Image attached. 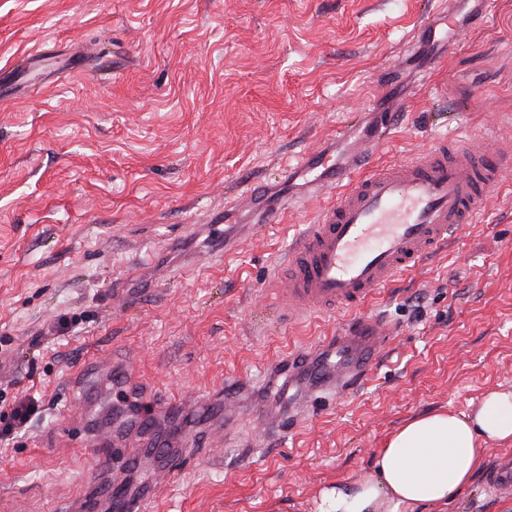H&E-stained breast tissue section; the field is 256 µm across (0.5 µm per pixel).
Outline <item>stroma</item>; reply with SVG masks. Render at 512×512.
<instances>
[{
  "label": "stroma",
  "mask_w": 512,
  "mask_h": 512,
  "mask_svg": "<svg viewBox=\"0 0 512 512\" xmlns=\"http://www.w3.org/2000/svg\"><path fill=\"white\" fill-rule=\"evenodd\" d=\"M428 0H0V72L46 48L27 86L0 100V397L32 396L42 413L0 445L7 512H121L88 460L111 429L112 384L188 400L154 412L152 434L180 445L224 417L200 395L246 385L245 410L298 397L276 365L331 335L337 321L295 327L262 295L322 200L259 232L229 256L188 260L209 245L191 215L228 234L248 212L227 208L256 182L270 196L303 194L307 173L282 182V163L334 145L356 113L406 102L386 163L443 136L512 150V0L448 52L400 50ZM125 288L123 305L112 290ZM365 313L396 323L397 352L355 396L318 403L292 436L242 453L241 422L223 454L158 489L152 512H315L319 492L355 479L394 432L435 412H467L512 388V179L447 252L381 289ZM80 324L64 336V315ZM112 361L99 379L92 360ZM97 397L80 433L53 446L58 418L87 384ZM133 499L162 459L132 449ZM483 476L448 512H512Z\"/></svg>",
  "instance_id": "stroma-1"
}]
</instances>
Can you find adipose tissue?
<instances>
[{
	"instance_id": "ef3b65f1",
	"label": "adipose tissue",
	"mask_w": 512,
	"mask_h": 512,
	"mask_svg": "<svg viewBox=\"0 0 512 512\" xmlns=\"http://www.w3.org/2000/svg\"><path fill=\"white\" fill-rule=\"evenodd\" d=\"M486 441L512 442V389L489 391L468 413L411 420L367 471L323 489L316 512H446L471 484Z\"/></svg>"
}]
</instances>
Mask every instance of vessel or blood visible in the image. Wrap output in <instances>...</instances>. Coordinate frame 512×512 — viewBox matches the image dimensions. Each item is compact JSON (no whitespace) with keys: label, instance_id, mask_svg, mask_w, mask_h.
<instances>
[{"label":"vessel or blood","instance_id":"vessel-or-blood-1","mask_svg":"<svg viewBox=\"0 0 512 512\" xmlns=\"http://www.w3.org/2000/svg\"><path fill=\"white\" fill-rule=\"evenodd\" d=\"M404 107L393 100L360 139L351 128L340 137L352 146L327 174L310 180L303 197L265 201L266 189L255 185L234 199L235 207L252 211L246 237L280 223L288 208L335 193L329 206L317 211L283 259L285 276L265 294L289 321L330 317L358 310L375 290L388 286L431 255L446 251L461 229L476 223L491 194L512 174V153L494 143L441 138L425 144L410 159L376 166L372 157L392 131ZM396 338L394 324L384 317L360 318L341 324L335 336L308 353L285 358L289 370L315 363L318 382L287 410L265 409L254 416L255 435L247 447L259 446L268 433L281 430L285 413L304 416L318 393L339 398L355 394ZM239 422L235 396L224 397V424L211 435L222 447ZM127 443L100 437L90 456L109 476L110 490L122 487ZM489 496L512 492V454L500 456L483 479Z\"/></svg>","mask_w":512,"mask_h":512}]
</instances>
